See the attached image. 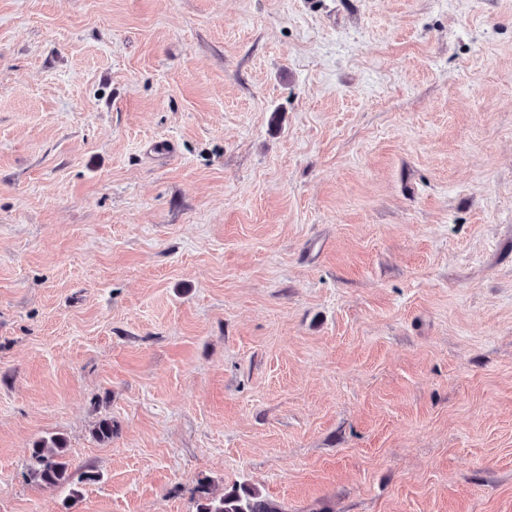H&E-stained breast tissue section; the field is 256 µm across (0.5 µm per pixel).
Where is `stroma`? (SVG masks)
<instances>
[{
  "label": "stroma",
  "mask_w": 512,
  "mask_h": 512,
  "mask_svg": "<svg viewBox=\"0 0 512 512\" xmlns=\"http://www.w3.org/2000/svg\"><path fill=\"white\" fill-rule=\"evenodd\" d=\"M203 481L512 512V0H0V512ZM28 474L44 487L68 488L73 498L79 495L67 458L66 443L60 437L36 442L29 448Z\"/></svg>",
  "instance_id": "35a3bbf8"
}]
</instances>
